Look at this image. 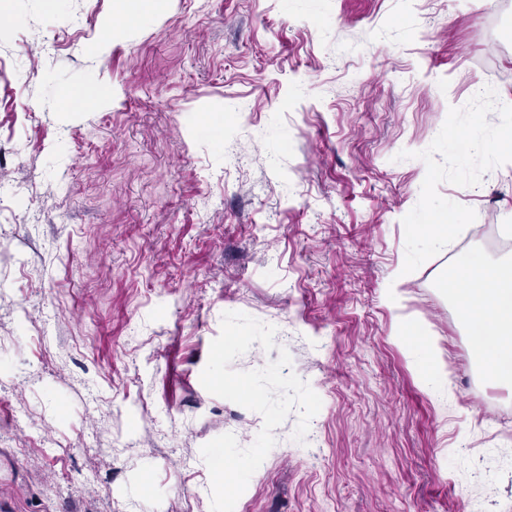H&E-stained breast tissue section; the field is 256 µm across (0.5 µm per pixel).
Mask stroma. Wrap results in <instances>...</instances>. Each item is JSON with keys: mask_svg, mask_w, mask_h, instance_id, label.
I'll return each mask as SVG.
<instances>
[{"mask_svg": "<svg viewBox=\"0 0 512 512\" xmlns=\"http://www.w3.org/2000/svg\"><path fill=\"white\" fill-rule=\"evenodd\" d=\"M113 0L0 12V512H211L201 448L262 416L201 383L224 312L276 327L297 414L234 512H512V393L447 292L477 225H512V162L440 184L476 222L399 285L452 388L425 393L384 301L450 108L512 100V0ZM110 95L71 112L62 90ZM410 156L398 160L401 151ZM115 16L128 20L150 15L159 11L164 0H114Z\"/></svg>", "mask_w": 512, "mask_h": 512, "instance_id": "35a3bbf8", "label": "stroma"}]
</instances>
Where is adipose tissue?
I'll list each match as a JSON object with an SVG mask.
<instances>
[{
  "label": "adipose tissue",
  "instance_id": "obj_1",
  "mask_svg": "<svg viewBox=\"0 0 512 512\" xmlns=\"http://www.w3.org/2000/svg\"><path fill=\"white\" fill-rule=\"evenodd\" d=\"M450 293L474 323L477 360L486 378L512 390V262L478 259L465 265Z\"/></svg>",
  "mask_w": 512,
  "mask_h": 512
}]
</instances>
